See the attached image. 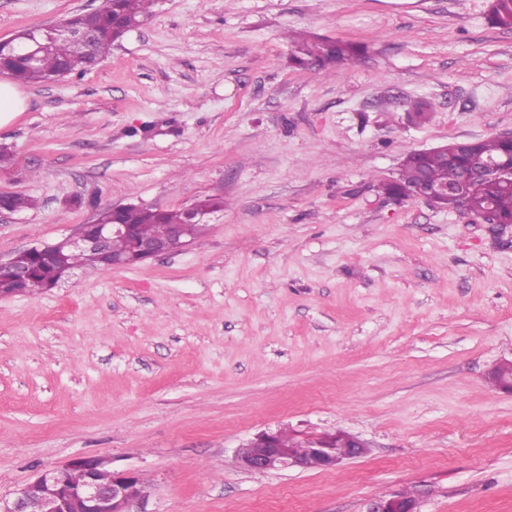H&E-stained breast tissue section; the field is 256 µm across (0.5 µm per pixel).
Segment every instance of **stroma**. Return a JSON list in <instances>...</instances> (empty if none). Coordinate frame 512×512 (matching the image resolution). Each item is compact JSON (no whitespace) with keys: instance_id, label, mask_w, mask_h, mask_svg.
I'll return each mask as SVG.
<instances>
[{"instance_id":"obj_1","label":"stroma","mask_w":512,"mask_h":512,"mask_svg":"<svg viewBox=\"0 0 512 512\" xmlns=\"http://www.w3.org/2000/svg\"><path fill=\"white\" fill-rule=\"evenodd\" d=\"M491 0H154L95 67L23 83L0 127V259L99 211L224 201L182 251L0 298V498L81 456L129 512H512V225L379 195L409 152L512 133V28ZM100 0H0V38ZM365 46L322 72L293 40ZM429 105L418 124L408 111ZM264 431L367 456L247 471ZM368 512H419V505L416 498L393 495L374 501Z\"/></svg>"}]
</instances>
